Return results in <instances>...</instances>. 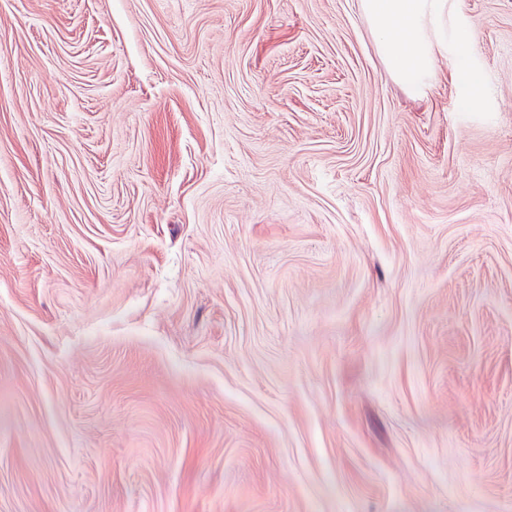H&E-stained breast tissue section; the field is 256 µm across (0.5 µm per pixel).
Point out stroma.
<instances>
[{"mask_svg":"<svg viewBox=\"0 0 512 512\" xmlns=\"http://www.w3.org/2000/svg\"><path fill=\"white\" fill-rule=\"evenodd\" d=\"M451 24L415 95L359 0H0V512H512V0Z\"/></svg>","mask_w":512,"mask_h":512,"instance_id":"35a3bbf8","label":"stroma"}]
</instances>
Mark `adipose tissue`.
Returning a JSON list of instances; mask_svg holds the SVG:
<instances>
[{
    "instance_id": "1",
    "label": "adipose tissue",
    "mask_w": 512,
    "mask_h": 512,
    "mask_svg": "<svg viewBox=\"0 0 512 512\" xmlns=\"http://www.w3.org/2000/svg\"><path fill=\"white\" fill-rule=\"evenodd\" d=\"M453 0H360L387 70L413 93H421L434 66V46L453 34L471 47L473 29H449Z\"/></svg>"
}]
</instances>
